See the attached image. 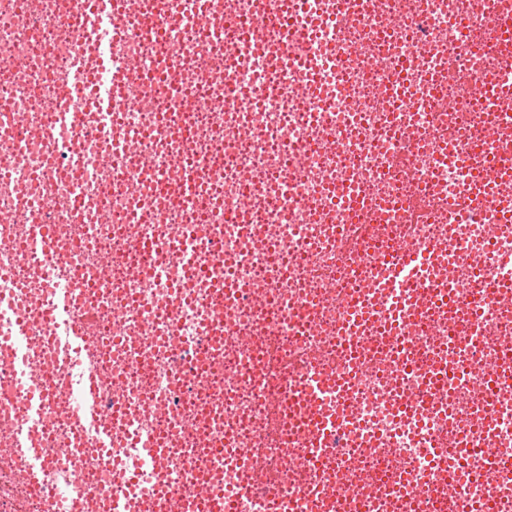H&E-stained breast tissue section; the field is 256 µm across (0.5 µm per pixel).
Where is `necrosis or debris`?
<instances>
[{"mask_svg":"<svg viewBox=\"0 0 512 512\" xmlns=\"http://www.w3.org/2000/svg\"><path fill=\"white\" fill-rule=\"evenodd\" d=\"M286 0L309 41L270 35L257 0H177L160 40L110 16L125 110L89 106L95 0H0V512H189L210 487L238 512H512V379L467 376L457 318L512 234L461 208L481 155L512 140L495 15L512 0ZM348 58H325V41ZM488 47L474 58L463 42ZM314 71L282 66V49ZM328 108L298 95L307 80ZM191 171L195 193L181 180ZM442 246L404 308L387 252ZM512 352V312L477 335ZM347 381L336 465L305 442L304 383ZM95 382L108 436L79 398ZM318 496H311V489Z\"/></svg>","mask_w":512,"mask_h":512,"instance_id":"necrosis-or-debris-1","label":"necrosis or debris"}]
</instances>
